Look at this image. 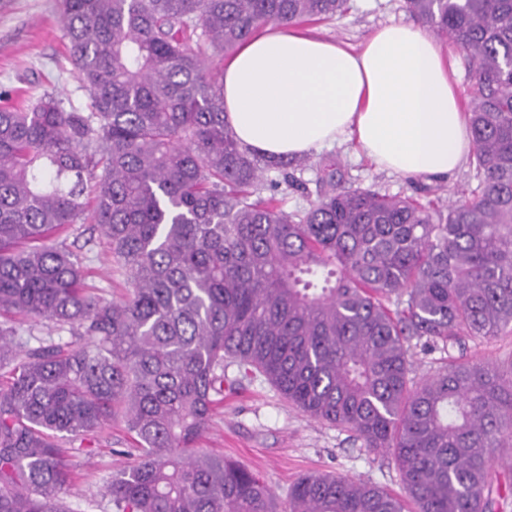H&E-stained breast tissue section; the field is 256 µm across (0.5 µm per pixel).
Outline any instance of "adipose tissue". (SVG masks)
I'll return each instance as SVG.
<instances>
[{
    "mask_svg": "<svg viewBox=\"0 0 512 512\" xmlns=\"http://www.w3.org/2000/svg\"><path fill=\"white\" fill-rule=\"evenodd\" d=\"M224 118L272 161L351 141L409 178H447L472 144L439 39L402 24L356 51L267 24L224 63Z\"/></svg>",
    "mask_w": 512,
    "mask_h": 512,
    "instance_id": "obj_1",
    "label": "adipose tissue"
}]
</instances>
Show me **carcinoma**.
I'll use <instances>...</instances> for the list:
<instances>
[{
    "instance_id": "1",
    "label": "carcinoma",
    "mask_w": 512,
    "mask_h": 512,
    "mask_svg": "<svg viewBox=\"0 0 512 512\" xmlns=\"http://www.w3.org/2000/svg\"><path fill=\"white\" fill-rule=\"evenodd\" d=\"M475 66L464 93L476 186L448 205L343 188L316 204L252 201L261 170L224 120L230 55L260 27L343 15L348 0H60L84 110L45 94L0 107V512H68L56 439L121 411L140 447L112 478L117 512H495L512 442V365L413 383L412 341L512 332V0H405ZM88 216L130 284L88 293L56 239ZM19 317L87 343L17 359ZM310 416L394 451L404 495L325 474L287 506L263 478L195 444L224 359Z\"/></svg>"
}]
</instances>
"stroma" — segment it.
Masks as SVG:
<instances>
[{
    "instance_id": "35a3bbf8",
    "label": "stroma",
    "mask_w": 512,
    "mask_h": 512,
    "mask_svg": "<svg viewBox=\"0 0 512 512\" xmlns=\"http://www.w3.org/2000/svg\"><path fill=\"white\" fill-rule=\"evenodd\" d=\"M412 21L404 0H350L344 15L311 23L310 28L356 48L380 26ZM0 93L16 105L50 93L65 109L85 107L87 95L68 59L58 0H0ZM329 161L335 162L336 179L344 187L408 195L423 202L449 199L475 185L467 163L445 180L407 178L377 169L357 156L351 145H333L311 153L307 165L290 167L297 187L283 185L277 191L285 211L305 210L319 200L320 167ZM65 245L87 271L92 294L106 299L126 294V276L95 225H75ZM411 354V376L418 382L451 362L504 365L512 360V333L469 338L464 345L447 349L416 344ZM224 383V402L197 446L258 473L279 500H286L289 486L305 474L360 479L401 494L391 452L364 448L342 428L309 417L264 375L247 373L238 363L225 362ZM59 445L68 451L66 465L71 473V483L60 496L71 512H116L105 488L138 455L122 415H115L85 440L63 439Z\"/></svg>"
}]
</instances>
